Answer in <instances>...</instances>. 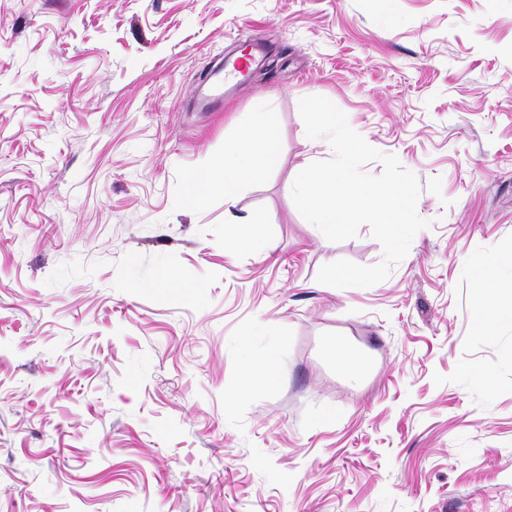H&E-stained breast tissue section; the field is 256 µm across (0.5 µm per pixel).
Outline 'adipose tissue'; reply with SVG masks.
<instances>
[{"label":"adipose tissue","instance_id":"ef3b65f1","mask_svg":"<svg viewBox=\"0 0 512 512\" xmlns=\"http://www.w3.org/2000/svg\"><path fill=\"white\" fill-rule=\"evenodd\" d=\"M253 134L245 135L224 152V178L214 183L207 171H195L187 177V200L202 203L214 187H221L225 201H233L247 178L275 168L280 160L278 135L271 113L265 112L253 120ZM500 273L499 260L493 259L480 267L477 274L474 304L482 326L490 328L498 321H512V304L502 305L497 296Z\"/></svg>","mask_w":512,"mask_h":512}]
</instances>
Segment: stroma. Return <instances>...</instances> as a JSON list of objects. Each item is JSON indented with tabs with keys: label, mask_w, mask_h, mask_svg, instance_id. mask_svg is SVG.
<instances>
[{
	"label": "stroma",
	"mask_w": 512,
	"mask_h": 512,
	"mask_svg": "<svg viewBox=\"0 0 512 512\" xmlns=\"http://www.w3.org/2000/svg\"><path fill=\"white\" fill-rule=\"evenodd\" d=\"M266 52L200 99L249 35ZM320 95L419 179L384 281L291 189ZM273 113L280 163L198 206ZM512 0H0V512H512ZM277 351V379L245 378ZM358 352L349 384L337 350ZM209 171L191 172L187 177V200L191 204L202 203L215 188ZM499 259H492L480 267L476 276L477 285L474 304L480 323L486 328L493 327L498 321H512V303L502 305L497 296V282L500 273Z\"/></svg>",
	"instance_id": "obj_1"
}]
</instances>
